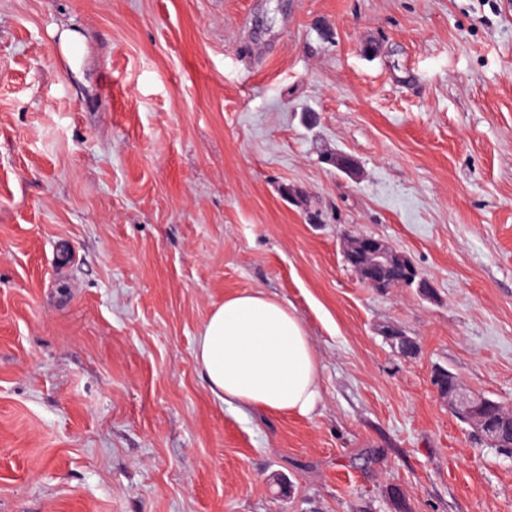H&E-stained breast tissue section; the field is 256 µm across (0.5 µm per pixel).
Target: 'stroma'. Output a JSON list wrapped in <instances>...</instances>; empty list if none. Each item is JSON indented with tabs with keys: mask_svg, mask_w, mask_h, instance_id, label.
I'll return each instance as SVG.
<instances>
[{
	"mask_svg": "<svg viewBox=\"0 0 512 512\" xmlns=\"http://www.w3.org/2000/svg\"><path fill=\"white\" fill-rule=\"evenodd\" d=\"M259 289L318 352L310 415L195 360ZM438 368L512 408V0H0V512H512ZM343 255L347 264L356 272L359 279L370 288L377 291H388L393 288L408 286L406 271L403 267L388 270L399 261L400 253H396L382 239L368 235H355L346 237L343 241ZM367 279V283L363 281Z\"/></svg>",
	"mask_w": 512,
	"mask_h": 512,
	"instance_id": "stroma-1",
	"label": "stroma"
}]
</instances>
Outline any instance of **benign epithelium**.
I'll return each mask as SVG.
<instances>
[{"instance_id": "7a95c632", "label": "benign epithelium", "mask_w": 512, "mask_h": 512, "mask_svg": "<svg viewBox=\"0 0 512 512\" xmlns=\"http://www.w3.org/2000/svg\"><path fill=\"white\" fill-rule=\"evenodd\" d=\"M343 255L347 264L367 285L377 291L391 289L388 270L401 254L383 240L368 235L350 236L343 241ZM451 412L467 423L491 447H501V432H512V418H502L487 410V400L463 389L459 381L446 384L439 391Z\"/></svg>"}]
</instances>
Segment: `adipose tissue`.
<instances>
[{
	"label": "adipose tissue",
	"mask_w": 512,
	"mask_h": 512,
	"mask_svg": "<svg viewBox=\"0 0 512 512\" xmlns=\"http://www.w3.org/2000/svg\"><path fill=\"white\" fill-rule=\"evenodd\" d=\"M195 358L224 402L305 416L321 400L318 358L303 320L262 290L225 298L212 310Z\"/></svg>",
	"instance_id": "obj_1"
}]
</instances>
